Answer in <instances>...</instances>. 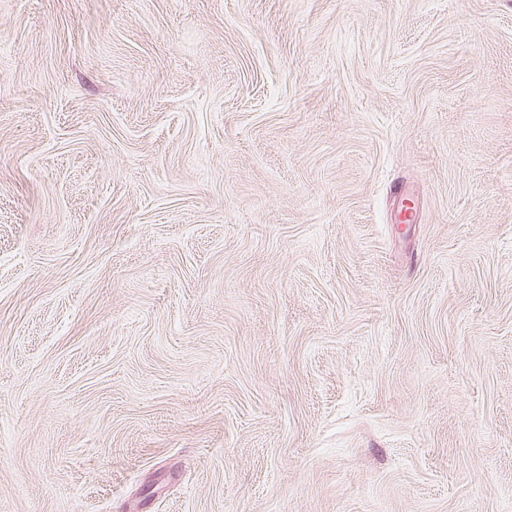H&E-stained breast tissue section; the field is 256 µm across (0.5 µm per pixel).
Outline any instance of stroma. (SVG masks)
<instances>
[{"mask_svg": "<svg viewBox=\"0 0 512 512\" xmlns=\"http://www.w3.org/2000/svg\"><path fill=\"white\" fill-rule=\"evenodd\" d=\"M0 512H512V0H0Z\"/></svg>", "mask_w": 512, "mask_h": 512, "instance_id": "1", "label": "stroma"}]
</instances>
